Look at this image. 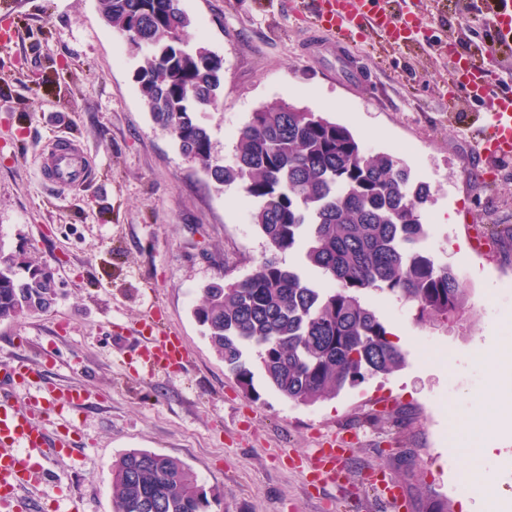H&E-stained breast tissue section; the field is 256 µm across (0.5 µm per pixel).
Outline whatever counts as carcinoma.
<instances>
[{
  "label": "carcinoma",
  "instance_id": "carcinoma-1",
  "mask_svg": "<svg viewBox=\"0 0 512 512\" xmlns=\"http://www.w3.org/2000/svg\"><path fill=\"white\" fill-rule=\"evenodd\" d=\"M106 23L142 55L140 95L153 121L219 187L236 184L267 249L251 273L203 289L194 315L224 365L245 388L256 349L267 383L288 401L313 405L406 363L363 301L370 290L399 297L421 322L456 321L467 289L420 247L429 186L392 153L369 155L345 126L284 98L251 113L230 164L213 159L198 118L219 99L223 61L189 45L192 20L180 0H98ZM304 245L305 262L330 284L317 288L282 255ZM59 290L50 267L19 251L0 254V320L50 311ZM113 512H224L181 459L129 450L112 462Z\"/></svg>",
  "mask_w": 512,
  "mask_h": 512
}]
</instances>
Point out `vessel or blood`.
I'll use <instances>...</instances> for the list:
<instances>
[{"label":"vessel or blood","instance_id":"b4317fda","mask_svg":"<svg viewBox=\"0 0 512 512\" xmlns=\"http://www.w3.org/2000/svg\"><path fill=\"white\" fill-rule=\"evenodd\" d=\"M492 29L497 43L512 45V0H492ZM312 20L325 37L346 44L380 37L393 47L420 43L424 24L408 6L407 0H315ZM456 78L449 93L464 92L470 99L487 102L486 111L469 124V134L481 152L493 158L512 156V95L489 97L491 72L474 65L468 56L456 55ZM80 148L64 141L52 148L43 163L45 180L59 185L83 181L87 169L78 160ZM143 355L151 365L162 368L181 366L188 353L180 338L158 330L147 336ZM41 371L36 363L15 360L0 364V382L10 390L0 395V512H37L36 502L26 491L43 482L45 465L60 449L71 447L68 432L50 431L46 420L58 415L48 398L30 395L29 390ZM347 451L319 449L312 474L325 481L337 479L344 471Z\"/></svg>","mask_w":512,"mask_h":512}]
</instances>
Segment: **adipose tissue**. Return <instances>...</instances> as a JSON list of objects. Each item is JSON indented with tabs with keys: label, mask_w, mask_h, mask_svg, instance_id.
<instances>
[{
	"label": "adipose tissue",
	"mask_w": 512,
	"mask_h": 512,
	"mask_svg": "<svg viewBox=\"0 0 512 512\" xmlns=\"http://www.w3.org/2000/svg\"><path fill=\"white\" fill-rule=\"evenodd\" d=\"M482 366L487 375V388L495 395L499 410L512 409V346L498 342L483 352ZM491 428L487 403H479L459 423L452 457L464 459L462 476L468 488L463 501L464 512H507L508 506L484 472L483 462L489 450L485 437Z\"/></svg>",
	"instance_id": "ef3b65f1"
}]
</instances>
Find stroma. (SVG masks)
Returning a JSON list of instances; mask_svg holds the SVG:
<instances>
[{
	"mask_svg": "<svg viewBox=\"0 0 512 512\" xmlns=\"http://www.w3.org/2000/svg\"><path fill=\"white\" fill-rule=\"evenodd\" d=\"M308 0H181L189 35L224 61L217 108L201 113L212 154L231 162L235 134L263 102L283 97L346 126L369 153H396L433 197L423 249L468 290L451 326L418 323L399 298L367 297L405 366L311 406L282 398L255 374L244 389L202 333L192 309L216 280L249 273L265 241L238 186L215 187L145 107L141 56L105 23L98 0H0V249H26L50 265L60 289L47 313L0 321V358L39 364L41 388L84 390L64 410L72 454L55 459L32 495L45 512L78 499L80 512H112L113 460L145 449L187 463L224 497V512H378L369 485L383 471L406 493L402 512H463L450 478L448 433L485 389L487 337H512V240L473 244L490 225H512V158L481 160L465 127L484 103L448 95L447 55L435 40L461 29L459 52L485 29L462 24V0H410L429 44L387 48L370 38L352 52L314 29ZM78 142L85 184L40 175L59 138ZM455 207L461 220L443 224ZM176 332L189 359L152 371L138 348L148 308ZM343 485H312L298 461L344 429Z\"/></svg>",
	"mask_w": 512,
	"mask_h": 512,
	"instance_id": "1",
	"label": "stroma"
}]
</instances>
